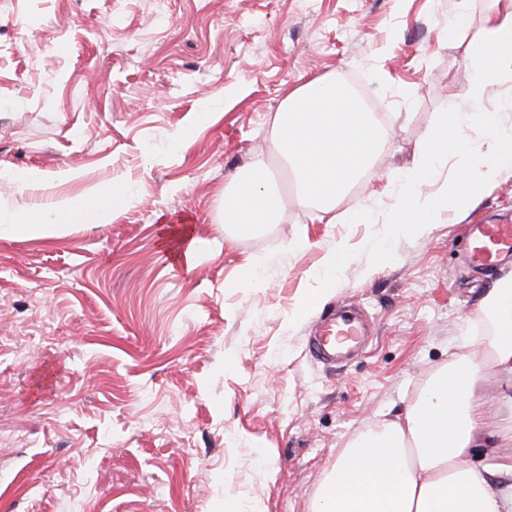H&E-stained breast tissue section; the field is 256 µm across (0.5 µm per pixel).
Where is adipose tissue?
Returning a JSON list of instances; mask_svg holds the SVG:
<instances>
[{"instance_id": "1", "label": "adipose tissue", "mask_w": 512, "mask_h": 512, "mask_svg": "<svg viewBox=\"0 0 512 512\" xmlns=\"http://www.w3.org/2000/svg\"><path fill=\"white\" fill-rule=\"evenodd\" d=\"M487 2L468 60L478 77L464 88L466 101L483 99L490 87L512 79V0ZM127 199L124 187L97 186L45 209L0 218V237L50 238L73 224H106ZM283 207L265 157H256L224 187V235H255L278 223ZM348 254V246L337 243L306 273L298 314L338 286ZM469 321L479 333L428 376L405 411L368 426L337 453L309 512H512V498L490 479L498 461H471L475 449L512 447V395L497 401L490 433L477 395L492 376L512 379V271L486 290Z\"/></svg>"}]
</instances>
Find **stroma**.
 <instances>
[{"instance_id": "stroma-1", "label": "stroma", "mask_w": 512, "mask_h": 512, "mask_svg": "<svg viewBox=\"0 0 512 512\" xmlns=\"http://www.w3.org/2000/svg\"><path fill=\"white\" fill-rule=\"evenodd\" d=\"M484 0H0V214L99 184L131 199L109 224L0 238V512H308L337 452L404 411L462 345L485 288L512 269L466 263L465 227L512 218V174L394 258L397 175L449 105L512 125V84L461 99ZM346 83L393 134L337 213L303 225L290 178L278 223L224 239V185L268 148L303 83ZM38 171L43 185L23 187ZM185 220L205 245L185 271L160 249ZM305 228L310 249L290 242ZM347 241L341 284L296 321L304 274ZM260 259L262 288L234 287ZM340 304L373 339L338 367L307 348Z\"/></svg>"}]
</instances>
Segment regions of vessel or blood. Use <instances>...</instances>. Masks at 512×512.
Here are the masks:
<instances>
[{
  "label": "vessel or blood",
  "instance_id": "1",
  "mask_svg": "<svg viewBox=\"0 0 512 512\" xmlns=\"http://www.w3.org/2000/svg\"><path fill=\"white\" fill-rule=\"evenodd\" d=\"M466 255L470 264L488 271L512 258V224L483 223L470 225ZM364 323L348 312L321 319L308 339L313 358L328 366L337 365L349 352L366 341Z\"/></svg>",
  "mask_w": 512,
  "mask_h": 512
}]
</instances>
